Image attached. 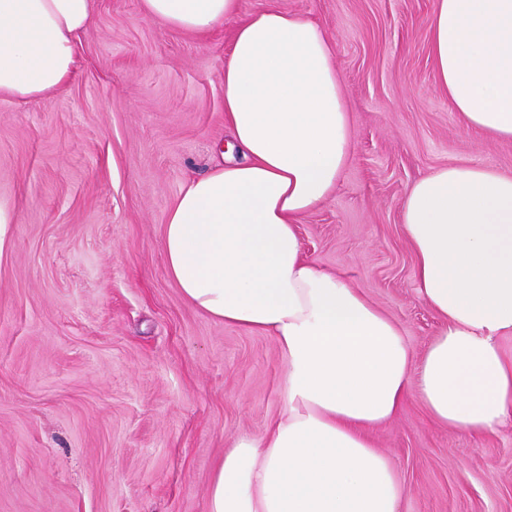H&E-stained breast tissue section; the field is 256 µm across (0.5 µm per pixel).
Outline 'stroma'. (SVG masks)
I'll return each mask as SVG.
<instances>
[{"label":"stroma","mask_w":512,"mask_h":512,"mask_svg":"<svg viewBox=\"0 0 512 512\" xmlns=\"http://www.w3.org/2000/svg\"><path fill=\"white\" fill-rule=\"evenodd\" d=\"M275 7L336 49L353 152L299 226L320 267L377 303L422 355L440 321L420 299L399 220L415 180L512 141L466 128L439 89L433 0H241L204 36L93 0L70 81L0 99V512H208L216 465L286 402L272 337L212 319L169 276L161 239L186 179L220 162L224 59L238 19ZM370 438L405 488L401 512H512V422L470 434L409 398Z\"/></svg>","instance_id":"obj_1"}]
</instances>
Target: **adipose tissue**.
<instances>
[{
    "mask_svg": "<svg viewBox=\"0 0 512 512\" xmlns=\"http://www.w3.org/2000/svg\"><path fill=\"white\" fill-rule=\"evenodd\" d=\"M148 18L205 34L239 0H141ZM91 0H0V98L25 103L72 77ZM436 81L461 121L512 141V0H434ZM334 45L317 21L252 13L224 61V120L243 160L187 180L162 247L183 296L271 336L286 407L261 440L233 441L209 512H399L405 489L367 435L417 396L430 419L484 433L512 419V173L484 161L417 179L401 224L419 297L441 326L414 356L400 325L302 247L299 222L352 157Z\"/></svg>",
    "mask_w": 512,
    "mask_h": 512,
    "instance_id": "1",
    "label": "adipose tissue"
}]
</instances>
